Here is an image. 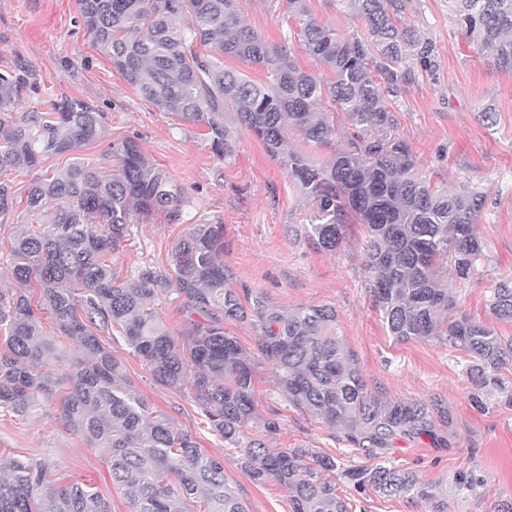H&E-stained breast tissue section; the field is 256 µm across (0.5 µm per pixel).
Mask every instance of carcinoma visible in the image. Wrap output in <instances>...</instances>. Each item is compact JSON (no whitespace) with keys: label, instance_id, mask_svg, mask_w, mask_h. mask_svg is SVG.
<instances>
[{"label":"carcinoma","instance_id":"1","mask_svg":"<svg viewBox=\"0 0 512 512\" xmlns=\"http://www.w3.org/2000/svg\"><path fill=\"white\" fill-rule=\"evenodd\" d=\"M410 0H336V9L363 28L342 35L310 17L307 0H288V17L305 18L299 48L326 72L303 70L286 46L272 47L240 20L239 0H77L94 43L141 99L203 131L214 154L229 164L234 132L224 113L236 114L293 186L315 204L300 233L309 246L333 252L365 230L360 275L387 333L396 343L441 342L467 355L471 401L508 391L512 338L503 339L462 310L448 277L468 280L485 258L478 229L485 194H450L418 168L410 145L396 137L397 98L436 70L435 43L406 22ZM457 25L485 60L512 73V0H448ZM259 66L255 82L225 61ZM21 64L0 69V214L15 195L8 177L76 151L99 138L102 116L83 101L62 96L49 112H18L38 93ZM344 115L351 128L337 146ZM296 129L305 144L330 150L321 163L288 142ZM116 168L80 158L28 187L27 208L47 214L8 242L4 258L14 287L0 292V412L24 418L54 404L59 421L110 463L112 485L129 493L130 512H246L226 480L224 462L208 454L137 392L109 342L123 340L153 379L191 389L198 415L224 447L238 454L256 483L277 481L291 512H351L337 493L339 479L359 496L373 492L427 502L448 512V493L414 472L389 465L399 441L448 444L439 426L448 408L392 400L371 388L355 356L336 336V309L314 305L292 313L262 292L235 287L224 268V224L194 225L171 247L168 268L144 266L125 276L112 255L144 220L181 224L188 200L177 185L124 139L111 147ZM181 305L186 334L165 327L159 304ZM485 309L512 322V277L495 282ZM50 314L73 351L58 348L41 326ZM251 321L256 349L226 332L228 321ZM67 359L61 372L58 362ZM275 371L279 389L296 411L339 429L347 446L376 460L342 467L335 456L308 445L274 451L276 420L257 419L254 376ZM51 463L17 455L0 475V512H111L106 499L79 482L47 485Z\"/></svg>","mask_w":512,"mask_h":512}]
</instances>
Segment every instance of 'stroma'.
Segmentation results:
<instances>
[{
    "label": "stroma",
    "instance_id": "35a3bbf8",
    "mask_svg": "<svg viewBox=\"0 0 512 512\" xmlns=\"http://www.w3.org/2000/svg\"><path fill=\"white\" fill-rule=\"evenodd\" d=\"M239 5L245 24L269 45H281L287 0H240ZM408 19L435 41L438 68L396 103L397 133L434 181L451 190L468 183L486 192L479 224L484 272L464 284L449 282L448 288L466 312L498 335L512 337L511 322L484 310L491 284L512 275V74L478 56L450 17L447 0H422L421 12ZM18 60L27 64L40 86L22 111H45L47 100L64 95L89 103L105 119L99 139L82 147L80 157L110 169L112 143L134 139L189 201L184 223L155 218L140 225L129 245L113 254L112 267L120 276L148 264L166 267L172 245L194 224L222 221L224 264L235 284L263 292L285 311L334 307L337 334L355 354L369 385L380 386L395 399L436 397L445 403L453 417L448 445L435 446L427 439L398 442L391 456L394 464L447 490L448 512H499L501 501L512 498V407L498 394L487 397L485 409L473 405L460 351L424 340L400 344L388 336L359 274L361 235L332 253L315 251L297 236L313 207L298 196L282 166L250 132L237 130L236 157L223 163L199 130L142 100L113 70L84 29L76 0H0V66ZM489 104L495 114L487 124L480 112ZM112 351L157 410L223 459L226 479L248 512H289L286 489L272 479L253 482L241 470L236 454L201 423L189 391L155 383L124 343L114 344ZM255 399L261 417L279 422L272 447L308 444L345 466L366 464V457L347 448L335 430L288 406L268 368H260L255 377ZM19 453L50 460L51 485L94 486L111 512H129L128 497L113 486L103 457L64 429L54 411H39L25 421L0 417V467ZM460 471L474 472L481 484L457 494L454 478Z\"/></svg>",
    "mask_w": 512,
    "mask_h": 512
}]
</instances>
